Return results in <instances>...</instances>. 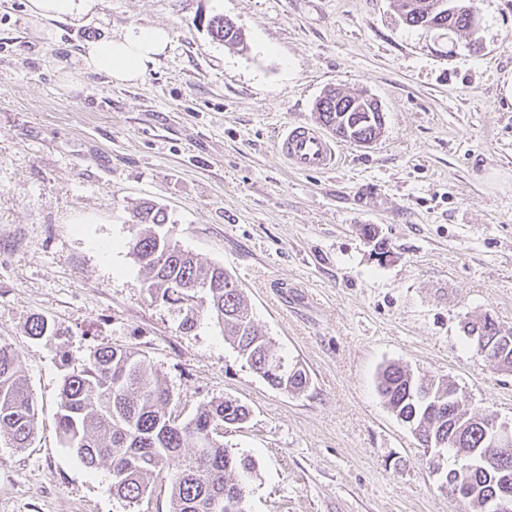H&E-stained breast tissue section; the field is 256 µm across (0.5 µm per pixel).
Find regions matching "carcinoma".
Instances as JSON below:
<instances>
[{
	"instance_id": "1",
	"label": "carcinoma",
	"mask_w": 512,
	"mask_h": 512,
	"mask_svg": "<svg viewBox=\"0 0 512 512\" xmlns=\"http://www.w3.org/2000/svg\"><path fill=\"white\" fill-rule=\"evenodd\" d=\"M405 22L424 16L435 0H396ZM468 14L452 18L434 14L426 29L448 34L471 28ZM208 30L216 39L236 47L243 44L239 27L215 16ZM355 97L329 91L315 105L319 121L355 141L373 140L381 134L383 116L365 107L348 110ZM141 231L130 243L135 262L149 275L148 288L163 300L183 292L180 285L207 282V312L216 320L224 339L269 385L291 394L309 388L303 368L281 380L268 374L266 365L277 361L290 365L288 355L254 324L250 306L233 277L222 265H203L182 249L165 226V215L148 203L136 214ZM28 335L62 347L65 333L43 316L32 318ZM378 390L397 419L408 425L421 442L428 439L455 443L447 446L454 467L447 475L460 479L465 495L458 501L470 512H482L484 499L498 490L499 473L512 475V453L485 470L470 466L467 452L485 448L482 420L462 407L448 406V379L425 380L403 366L390 364L379 374ZM173 395L157 372L140 354L128 347L96 345L86 363L64 376L59 395L58 432L64 447L76 451L89 468L109 465L112 492L129 502L150 498V478L166 472L169 482L168 512H245L241 490L256 475L251 457L224 448V426L248 419V407L235 399H213L194 415L176 422L169 406ZM37 407L18 351L0 341V438L14 448H27L36 430Z\"/></svg>"
}]
</instances>
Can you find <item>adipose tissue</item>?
<instances>
[{"instance_id":"adipose-tissue-1","label":"adipose tissue","mask_w":512,"mask_h":512,"mask_svg":"<svg viewBox=\"0 0 512 512\" xmlns=\"http://www.w3.org/2000/svg\"><path fill=\"white\" fill-rule=\"evenodd\" d=\"M98 0H28L33 20L67 19L77 23L91 13ZM171 33L162 27L138 28L124 35L86 41L79 55L78 70L66 73L67 81H77L84 73L102 74L111 81L131 85L142 80L150 66L165 52Z\"/></svg>"}]
</instances>
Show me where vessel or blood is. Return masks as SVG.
Segmentation results:
<instances>
[{
	"instance_id": "1",
	"label": "vessel or blood",
	"mask_w": 512,
	"mask_h": 512,
	"mask_svg": "<svg viewBox=\"0 0 512 512\" xmlns=\"http://www.w3.org/2000/svg\"><path fill=\"white\" fill-rule=\"evenodd\" d=\"M276 149L288 166L298 173H324L338 163V145L319 129L307 125L285 129L276 141Z\"/></svg>"
}]
</instances>
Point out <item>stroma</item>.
<instances>
[{
  "label": "stroma",
  "instance_id": "stroma-1",
  "mask_svg": "<svg viewBox=\"0 0 512 512\" xmlns=\"http://www.w3.org/2000/svg\"><path fill=\"white\" fill-rule=\"evenodd\" d=\"M27 2L0 0V339L38 417L29 447L0 440V512H167L168 483L130 506L108 466L59 441L63 378L98 344L143 354L173 415L249 408L224 429L256 462L246 512H461L377 377L391 363L445 377L470 411L512 421V370L463 330L489 318L512 334V0H478L476 33L452 36L405 24L394 0H99L46 40ZM215 16L242 47L213 38ZM152 26L172 40L140 83L63 81L87 36ZM331 89L377 99L383 131L340 142L331 172H293L275 140L318 126ZM146 201L233 276L306 392L252 371L204 294L188 331L181 305L150 295L128 248ZM36 315L66 329L64 350L29 337ZM208 30L213 37L225 44L236 47L243 45V35L239 27L231 25L229 22H224V17L215 16L208 21Z\"/></svg>",
  "mask_w": 512,
  "mask_h": 512
}]
</instances>
